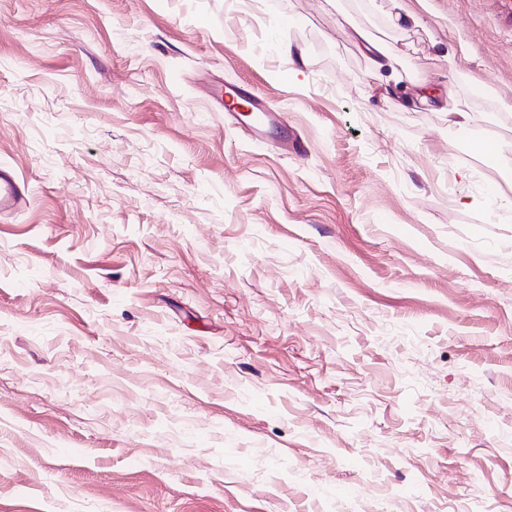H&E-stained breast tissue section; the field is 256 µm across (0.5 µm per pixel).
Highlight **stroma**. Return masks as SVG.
<instances>
[{"instance_id":"stroma-1","label":"stroma","mask_w":512,"mask_h":512,"mask_svg":"<svg viewBox=\"0 0 512 512\" xmlns=\"http://www.w3.org/2000/svg\"><path fill=\"white\" fill-rule=\"evenodd\" d=\"M0 164V512H512V0H0ZM243 104L247 105L248 111L251 112L246 118H248V131L253 137L266 134L268 128L277 124L264 99L252 88L231 84L224 86V110L233 121H240L238 112H243L241 110ZM28 201V190L15 173L6 166L0 167V213L22 208Z\"/></svg>"}]
</instances>
